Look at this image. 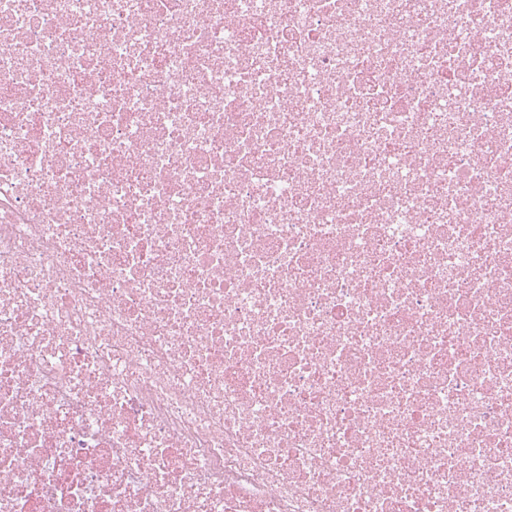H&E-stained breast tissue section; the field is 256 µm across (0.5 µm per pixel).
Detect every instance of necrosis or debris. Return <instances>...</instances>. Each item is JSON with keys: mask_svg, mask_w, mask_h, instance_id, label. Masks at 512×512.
I'll list each match as a JSON object with an SVG mask.
<instances>
[{"mask_svg": "<svg viewBox=\"0 0 512 512\" xmlns=\"http://www.w3.org/2000/svg\"><path fill=\"white\" fill-rule=\"evenodd\" d=\"M0 512H512V0H0Z\"/></svg>", "mask_w": 512, "mask_h": 512, "instance_id": "obj_1", "label": "necrosis or debris"}]
</instances>
